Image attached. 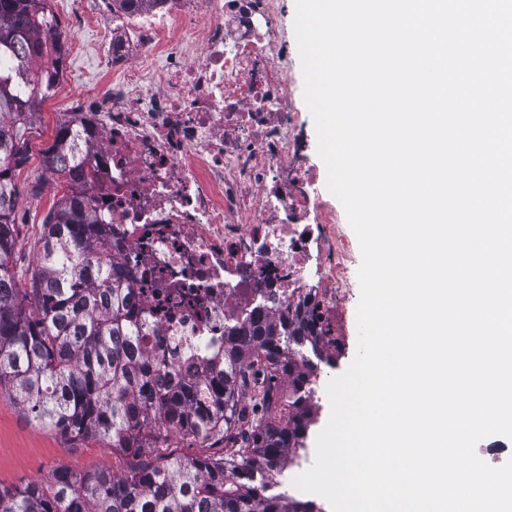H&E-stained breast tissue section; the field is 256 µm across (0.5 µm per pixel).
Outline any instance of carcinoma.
<instances>
[{
	"label": "carcinoma",
	"instance_id": "cac0c4a2",
	"mask_svg": "<svg viewBox=\"0 0 512 512\" xmlns=\"http://www.w3.org/2000/svg\"><path fill=\"white\" fill-rule=\"evenodd\" d=\"M52 2L0 0V385L36 423L133 461L121 474L58 469L44 483L0 488V512H322L276 491L310 424L313 360L340 344L316 308L252 315L225 331L224 351L204 374L167 380V365L142 350L112 231L91 214L65 123L43 162L66 192L41 224L26 283L14 271L15 170L28 160L35 114L65 50ZM285 380L289 412L273 418ZM173 436L219 450L159 461Z\"/></svg>",
	"mask_w": 512,
	"mask_h": 512
}]
</instances>
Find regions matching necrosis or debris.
I'll return each mask as SVG.
<instances>
[{
    "label": "necrosis or debris",
    "instance_id": "4bbe7bcc",
    "mask_svg": "<svg viewBox=\"0 0 512 512\" xmlns=\"http://www.w3.org/2000/svg\"><path fill=\"white\" fill-rule=\"evenodd\" d=\"M280 0H144L104 81L66 114L146 333L176 374L224 329L315 298L331 323L349 244L313 189L286 94ZM318 223H305L309 213Z\"/></svg>",
    "mask_w": 512,
    "mask_h": 512
}]
</instances>
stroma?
<instances>
[{
  "mask_svg": "<svg viewBox=\"0 0 512 512\" xmlns=\"http://www.w3.org/2000/svg\"><path fill=\"white\" fill-rule=\"evenodd\" d=\"M80 51H67L57 93L74 97L85 94L96 84L101 67L99 47L105 41L100 28L77 30ZM288 97L308 143L307 163L318 177V190L323 200L336 208V222L348 238L353 267H360L362 255L356 233L350 226L344 207L327 187V168L317 152L314 119L304 100V80L298 47H291L286 71ZM61 121L58 114L39 108L35 119L36 134L29 145V159L16 173L20 199L15 211L19 239L12 265L19 273L33 269L36 263L35 242L45 215L58 200L60 186L45 179L42 152L53 140ZM361 290L358 278H351L344 298L336 308V329L341 346L331 363H318L321 383L343 374L358 351L357 307ZM129 456L95 441L70 440L58 432L39 426L22 409L9 387L0 388V486L21 488L45 481L61 468L77 474L99 469L122 471L129 465Z\"/></svg>",
  "mask_w": 512,
  "mask_h": 512,
  "instance_id": "obj_1",
  "label": "stroma"
}]
</instances>
